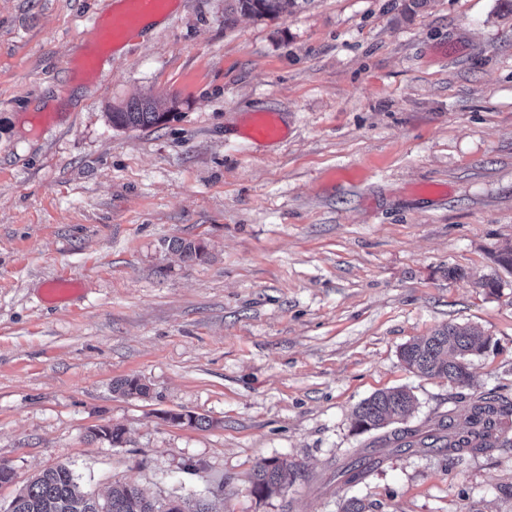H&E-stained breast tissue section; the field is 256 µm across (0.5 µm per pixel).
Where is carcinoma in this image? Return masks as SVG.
Segmentation results:
<instances>
[{
    "mask_svg": "<svg viewBox=\"0 0 512 512\" xmlns=\"http://www.w3.org/2000/svg\"><path fill=\"white\" fill-rule=\"evenodd\" d=\"M233 10L253 18H274L284 11L293 12L309 0H233ZM165 113L156 100L132 99L110 113L112 125L121 128L150 127L163 121ZM171 249L185 261L201 259L205 246L199 242L175 239ZM490 345V337L474 332L467 326L448 324L435 329L429 336L401 347L400 358L421 377L441 378L460 386L468 384L470 374L467 358L483 354ZM114 391L128 397H146L150 388L137 377L115 382ZM415 396L405 388L378 391L363 400L354 410L353 428L359 433L378 431L404 420L415 408ZM512 418V402L489 392L474 400L463 415L464 426L457 418L448 417L441 423L440 432L420 437L415 430H398L394 440L398 449L423 451L435 449L448 455V464L454 465L467 454L484 453L509 443L506 437L507 420ZM167 419L191 427L209 425L205 418L190 412L169 413ZM94 439H105L112 446L123 443L124 429L102 426L91 431ZM374 462L363 457L337 471L344 483L361 482L373 469ZM299 476L297 466L286 459L263 461L250 477L252 491L259 496L280 493L293 486ZM170 502H156L147 498L134 483L112 487L104 501H99L80 489L79 477L73 468L60 464L47 469L31 480L10 502L6 512H211L204 500L195 502V508L185 507L181 498Z\"/></svg>",
    "mask_w": 512,
    "mask_h": 512,
    "instance_id": "cac0c4a2",
    "label": "carcinoma"
}]
</instances>
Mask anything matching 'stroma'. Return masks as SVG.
<instances>
[{"instance_id": "stroma-1", "label": "stroma", "mask_w": 512, "mask_h": 512, "mask_svg": "<svg viewBox=\"0 0 512 512\" xmlns=\"http://www.w3.org/2000/svg\"><path fill=\"white\" fill-rule=\"evenodd\" d=\"M231 3L175 0L118 52L93 25L113 0H0V461L15 472L0 512L59 463L99 498L132 481L215 512L353 496L512 512V447L452 468L352 424L395 387L422 432L485 393L512 399V268L496 261L512 248V0H311L261 20ZM134 98L165 121L113 126ZM262 113L280 134L251 140ZM175 238L205 255L184 262ZM62 277L79 290L51 299ZM446 324L491 338L470 386L400 359ZM129 376L149 397L113 391ZM105 425L121 446L91 439ZM359 453L378 467L337 480ZM272 458L301 476L256 495Z\"/></svg>"}]
</instances>
